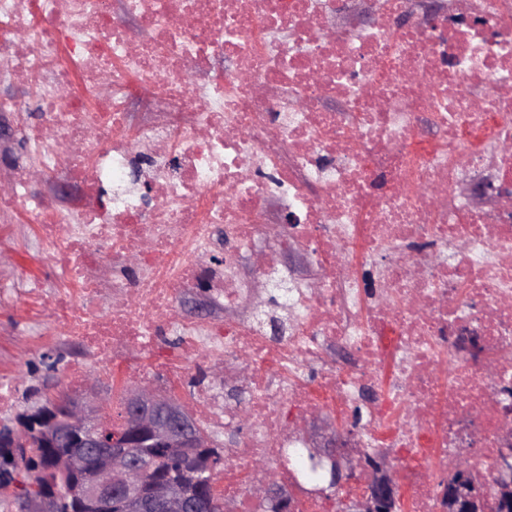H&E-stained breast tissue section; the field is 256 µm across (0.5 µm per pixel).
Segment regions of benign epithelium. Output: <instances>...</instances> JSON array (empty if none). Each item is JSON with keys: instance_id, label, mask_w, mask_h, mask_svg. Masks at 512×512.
Instances as JSON below:
<instances>
[{"instance_id": "obj_1", "label": "benign epithelium", "mask_w": 512, "mask_h": 512, "mask_svg": "<svg viewBox=\"0 0 512 512\" xmlns=\"http://www.w3.org/2000/svg\"><path fill=\"white\" fill-rule=\"evenodd\" d=\"M124 408L128 434L118 435L100 421L99 411L112 400L111 393L90 383L79 394H61L53 401L34 408L11 432L13 447L25 448L30 442L26 423L41 421L36 436L46 448L57 449L56 461L66 479L65 492L78 510L93 512H212L203 499L190 497L182 483L157 479L144 449L162 448L191 468L197 449L210 446L206 433L181 407L163 397L149 385L139 382L125 387ZM502 449L493 468L499 504L512 509V427L504 425ZM312 456L328 466L330 484L342 485L357 470L367 471L366 490L341 500L340 512H396L400 491L385 460H355L337 457L330 450L313 449ZM460 477L444 490L446 512H485L480 485L465 463L456 467ZM273 503L274 512H290L292 504L286 490L274 478L256 489ZM58 489L46 487L36 495L19 499V512H55Z\"/></svg>"}]
</instances>
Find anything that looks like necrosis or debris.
Returning a JSON list of instances; mask_svg holds the SVG:
<instances>
[{
	"instance_id": "obj_1",
	"label": "necrosis or debris",
	"mask_w": 512,
	"mask_h": 512,
	"mask_svg": "<svg viewBox=\"0 0 512 512\" xmlns=\"http://www.w3.org/2000/svg\"><path fill=\"white\" fill-rule=\"evenodd\" d=\"M415 2L373 0L357 26L340 21L352 0H0V86H26L39 113L0 221L24 210L57 270L50 286L0 277V301L47 305L104 377L144 351L171 396L190 389L189 413L224 434L225 512H260L255 487L299 470L289 408L361 410L355 445L393 452L402 512H436L463 448L493 490L512 411V0L432 17ZM475 172L492 210L461 191ZM59 180L78 206L45 192ZM106 181L122 189L109 204ZM274 201L298 223H272ZM291 244L312 276L256 304ZM202 284L221 315L181 316ZM203 367L225 392L191 385Z\"/></svg>"
}]
</instances>
